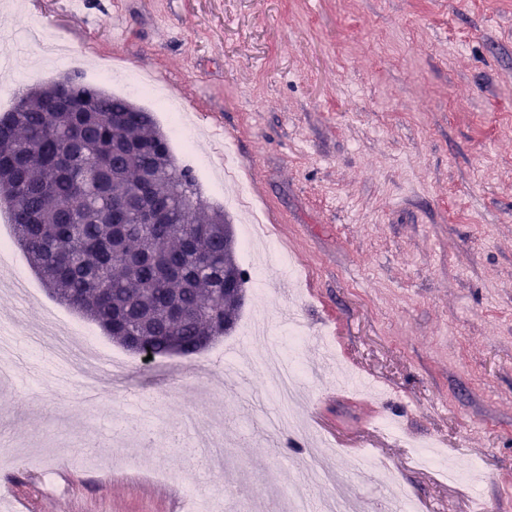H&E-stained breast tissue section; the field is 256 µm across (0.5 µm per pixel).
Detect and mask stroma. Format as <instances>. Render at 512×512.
Listing matches in <instances>:
<instances>
[{
  "mask_svg": "<svg viewBox=\"0 0 512 512\" xmlns=\"http://www.w3.org/2000/svg\"><path fill=\"white\" fill-rule=\"evenodd\" d=\"M0 0V113L19 90L118 64L157 82L152 112L204 203L223 208L246 269L235 329L191 356L146 363L55 300L20 260L0 269L15 350L0 383V499L23 512H280L322 495L271 427L281 409L249 334L258 307L314 378L294 412L368 512L388 478L424 512H512V0ZM126 34L116 37L113 20ZM67 46L44 60L30 34ZM223 125L272 227L252 267L254 213L209 168ZM33 292L23 301L14 276ZM121 358L92 400L33 376L45 309ZM379 399H333L337 365ZM246 377L224 384L227 366ZM372 414L371 423L362 415ZM479 470L449 483L446 463Z\"/></svg>",
  "mask_w": 512,
  "mask_h": 512,
  "instance_id": "35a3bbf8",
  "label": "stroma"
}]
</instances>
